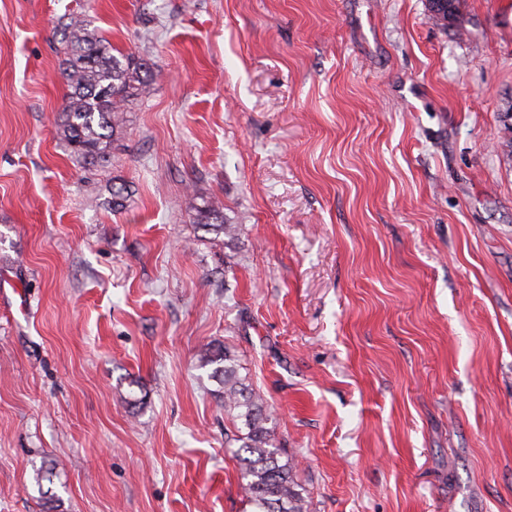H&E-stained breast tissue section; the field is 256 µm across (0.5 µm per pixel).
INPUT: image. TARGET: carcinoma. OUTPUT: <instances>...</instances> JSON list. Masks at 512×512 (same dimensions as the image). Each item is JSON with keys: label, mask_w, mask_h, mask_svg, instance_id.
Listing matches in <instances>:
<instances>
[{"label": "carcinoma", "mask_w": 512, "mask_h": 512, "mask_svg": "<svg viewBox=\"0 0 512 512\" xmlns=\"http://www.w3.org/2000/svg\"><path fill=\"white\" fill-rule=\"evenodd\" d=\"M459 0H430L436 4L433 17L442 25L457 19ZM66 43L60 74L67 87L57 134L71 153L88 164L109 155L111 138L125 123V105L149 94L150 81L143 64L130 54H112L110 44L81 15L62 23ZM195 223L230 239L239 225L224 223V206L217 198L194 208ZM201 366L212 367L219 381L224 411L241 421L233 441L239 443L235 459L243 483L242 492L252 512H307L305 489L295 477L293 459H282V449L273 446L267 427L269 414L263 400L237 375L233 355L217 346L200 355Z\"/></svg>", "instance_id": "cac0c4a2"}]
</instances>
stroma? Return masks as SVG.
Listing matches in <instances>:
<instances>
[{
	"mask_svg": "<svg viewBox=\"0 0 512 512\" xmlns=\"http://www.w3.org/2000/svg\"><path fill=\"white\" fill-rule=\"evenodd\" d=\"M66 14L153 77L90 169L56 132ZM459 18L0 0V512H251L217 345L307 512H512V0ZM195 211V223L202 224L216 235L224 234L230 240L233 239L239 232L238 225L224 224V206L217 198L204 203L201 207H193Z\"/></svg>",
	"mask_w": 512,
	"mask_h": 512,
	"instance_id": "obj_1",
	"label": "stroma"
}]
</instances>
